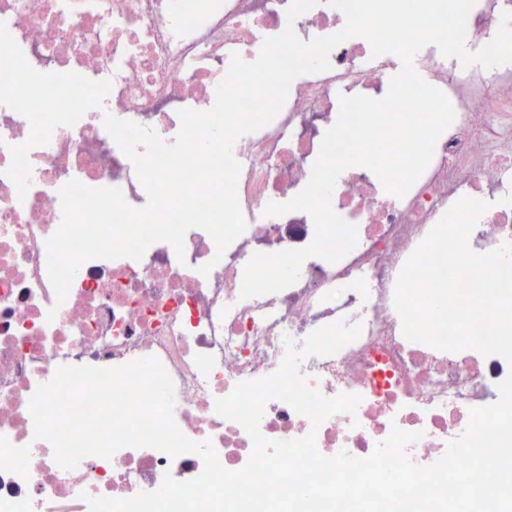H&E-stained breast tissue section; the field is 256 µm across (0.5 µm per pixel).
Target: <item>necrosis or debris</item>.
<instances>
[{"label":"necrosis or debris","mask_w":512,"mask_h":512,"mask_svg":"<svg viewBox=\"0 0 512 512\" xmlns=\"http://www.w3.org/2000/svg\"><path fill=\"white\" fill-rule=\"evenodd\" d=\"M291 3L0 0V49L10 62L0 75V512H89L88 497L129 499L158 489L165 476L188 481L203 470L194 453L130 446L59 466L52 444L35 435L29 404L61 366L157 359L175 385L174 422L192 442L210 445L229 471L248 463L254 444L216 404L237 384L274 373L286 335L300 345L322 326L360 324L355 342L302 364L309 388L359 402L316 426L270 400L259 424L270 440L312 432L323 455L364 458L396 427L417 436L406 457L429 465L463 435L472 409L498 401L511 364L472 348L448 352L410 341L394 306L405 262L461 198L488 204L469 237L475 253L512 243V63L459 69L433 44L412 68L448 97L456 117L404 196L353 170L336 185L331 205L358 237L339 261L303 262L294 285L241 296L253 255L303 248L316 236L307 212L270 217L268 202L306 187L342 98L375 96L391 80L394 58L374 55L362 37L333 48L329 70L297 77L276 117L234 142L246 229L225 251L193 228L180 252L159 241L137 261H86L57 298L47 241L63 220L61 189L76 180L119 188L134 207L148 200L133 161L105 130V115L173 142L180 110H210L233 57L255 61L265 40L288 27L310 41L346 25L326 0L288 23ZM507 12L512 0H475L467 38L488 44ZM25 69L64 73L72 82L43 88L23 80ZM207 263L212 270L201 275Z\"/></svg>","instance_id":"obj_1"}]
</instances>
